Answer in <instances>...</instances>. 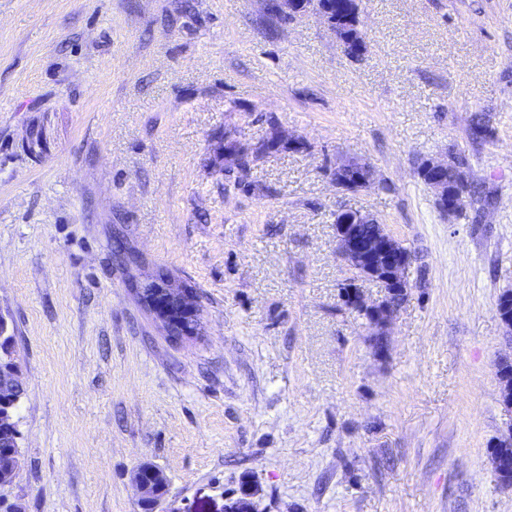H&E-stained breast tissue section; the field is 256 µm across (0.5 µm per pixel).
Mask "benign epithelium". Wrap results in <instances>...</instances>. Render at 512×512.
<instances>
[{
  "label": "benign epithelium",
  "instance_id": "1",
  "mask_svg": "<svg viewBox=\"0 0 512 512\" xmlns=\"http://www.w3.org/2000/svg\"><path fill=\"white\" fill-rule=\"evenodd\" d=\"M263 10L290 21L304 17H318L331 25L343 52L349 51V42L344 32L352 27L359 41H364L360 13L349 14L343 5L320 3V0H259ZM266 152H274L286 146L300 144L278 130H273L265 140ZM254 149L252 144L238 140L224 148V160L240 164V156ZM416 175L429 186L438 208L449 216L459 214L460 203L466 200L472 176L469 169L454 164L453 157L427 158L420 161ZM331 181L337 187L360 191L380 185L373 169L365 163L343 164L331 173ZM373 219L364 211L346 208L336 212V248L340 259L356 273V277L376 281L383 288V295L375 300L366 299L363 291L351 280L342 287V299L347 304L357 306L365 312L374 313L368 324L384 335V329L391 323L394 314L402 306L400 298L408 296L411 285L407 279V269L412 262L411 252L388 230L380 225V231L373 234L364 232V225ZM155 284L153 294L146 298L150 311L164 327L176 325L183 329V335L197 334V311L190 290L179 285L170 274L160 269L150 278L140 279L138 288ZM21 386L15 364L0 358V391ZM7 428L18 433L17 403H9L0 398V430ZM133 481L140 493V502L150 505L159 500L166 490V478L155 468L150 469V477L143 476L139 469L133 474Z\"/></svg>",
  "mask_w": 512,
  "mask_h": 512
}]
</instances>
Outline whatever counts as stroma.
<instances>
[{"instance_id": "1", "label": "stroma", "mask_w": 512, "mask_h": 512, "mask_svg": "<svg viewBox=\"0 0 512 512\" xmlns=\"http://www.w3.org/2000/svg\"><path fill=\"white\" fill-rule=\"evenodd\" d=\"M367 50L259 0H0V312L26 391L22 512H512V0H361ZM488 131L471 135L475 114ZM299 150L228 167L225 132ZM463 153L448 218L415 174ZM371 164L351 192L331 168ZM413 257L378 353L340 289L334 214ZM169 270L200 336L173 342L115 257ZM141 467L144 468L146 465L138 467L133 474V481L140 493L139 500L142 505L154 504L160 500V493L166 490V478L161 471L153 467L150 469V478H145Z\"/></svg>"}]
</instances>
